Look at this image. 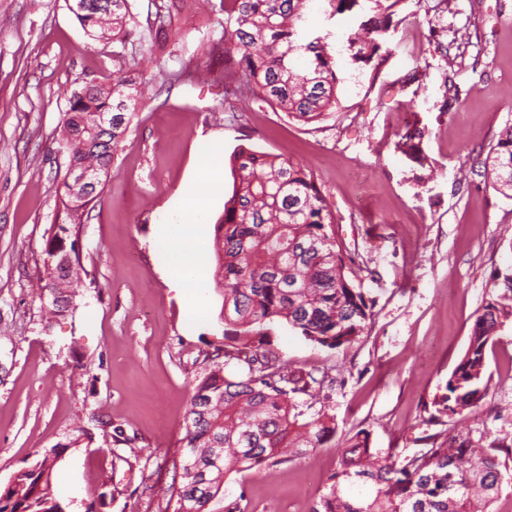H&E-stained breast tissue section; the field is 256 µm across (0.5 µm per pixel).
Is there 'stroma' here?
<instances>
[{
    "instance_id": "35a3bbf8",
    "label": "stroma",
    "mask_w": 512,
    "mask_h": 512,
    "mask_svg": "<svg viewBox=\"0 0 512 512\" xmlns=\"http://www.w3.org/2000/svg\"><path fill=\"white\" fill-rule=\"evenodd\" d=\"M220 0L184 9L179 32L144 56L140 36L100 44L66 0H0V487L46 452L61 460L54 493L67 512H164L171 456L184 435L196 377L224 345L214 281V226L233 191L239 147L307 166L335 217L354 280L374 298L367 332L329 350L285 325L271 346L288 366L325 375L337 440L369 431L382 453L417 452L420 400L444 385L465 352L476 312L506 294L512 197L481 164L512 124V0H400L374 67L348 61L350 15L315 29L336 34L340 106L303 123L266 104L224 100ZM447 45V54L436 43ZM140 61L142 103L78 237L82 265L72 316L44 310V249L69 158L60 152L69 97L85 82ZM421 130V161L398 145ZM221 188L194 176L210 144ZM206 203L190 225L194 291L154 247L188 186ZM486 363L493 379L469 426L512 442V328ZM337 448L291 454L224 487L246 512H311Z\"/></svg>"
}]
</instances>
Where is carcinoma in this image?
Segmentation results:
<instances>
[{"label":"carcinoma","mask_w":512,"mask_h":512,"mask_svg":"<svg viewBox=\"0 0 512 512\" xmlns=\"http://www.w3.org/2000/svg\"><path fill=\"white\" fill-rule=\"evenodd\" d=\"M316 1L329 20L346 12L373 13L347 35L351 64L370 65L386 42L399 0H229L227 22L233 29L224 33L225 85L304 123L336 111L342 79L329 51L333 33L316 32L306 23L308 5ZM86 2L74 15L95 41L129 36L139 26L131 0H112L110 7L100 6L103 0ZM186 2L160 0L154 17L146 19L148 31L168 35ZM138 66L134 59L124 73L73 92L60 138L70 162L110 169L140 102ZM100 112L112 113L107 132L95 130ZM229 164L233 192L213 241L215 281L224 297V362L195 380L172 463L179 481L171 484L166 506L173 512H246L244 495L224 499L227 474L282 462L285 449L320 448L336 435V420L321 395L325 379L289 370L270 348L269 325L284 322L333 350L363 336L373 318L375 301L348 276L333 214L312 172L245 147ZM483 166L499 193H512V126L491 146ZM103 189L104 183H97L88 198L73 193L66 178L57 189V230L46 242L41 288L57 296L60 319L72 312L68 290L74 268L63 265L72 251L69 240ZM509 323L511 304L485 302L445 385L421 401L423 423L470 419L492 382L486 349ZM416 441L425 448L411 456H383L371 448L369 432L357 430L312 512H493L504 485L512 483V444H481L469 430ZM55 461L46 453L16 474L0 489V512H66L53 492ZM214 502L224 507L215 511Z\"/></svg>","instance_id":"carcinoma-1"}]
</instances>
